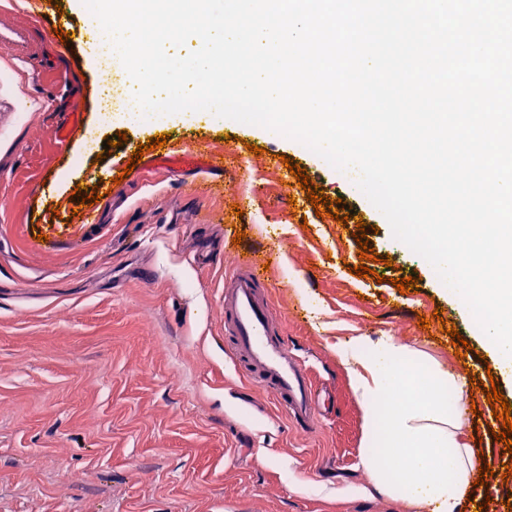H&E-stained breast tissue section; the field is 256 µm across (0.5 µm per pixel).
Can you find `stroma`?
<instances>
[{
	"label": "stroma",
	"instance_id": "1",
	"mask_svg": "<svg viewBox=\"0 0 512 512\" xmlns=\"http://www.w3.org/2000/svg\"><path fill=\"white\" fill-rule=\"evenodd\" d=\"M61 5L66 55L44 36L52 14L33 16L31 0H0V22L25 31L38 61L0 49V512H414L376 491L361 465L363 408L336 359L337 344L354 336L392 338L460 375L464 441L499 478L470 488L459 512H511L512 454L495 441L502 423L479 389L491 351L471 311L401 248L355 178H340L295 140L233 119L131 122L116 111L99 120L93 35L71 0ZM61 83L64 95L45 105ZM76 125L89 128L90 147L67 137ZM121 132L122 145L103 148ZM162 133L165 157L145 153L151 168L122 179L138 144ZM214 157L224 160L220 193L204 170ZM288 158L336 200L346 224L316 216L305 196L290 200ZM91 181L120 201L99 199L102 223L85 226L72 215L75 188ZM360 219L378 257L364 278L352 272ZM210 224L221 225L225 244L200 266ZM252 259L268 263L288 341L317 390L336 400L312 430L296 429L225 353L224 274ZM409 276L416 289L399 293L393 279ZM427 316L429 329L419 328ZM444 322L469 350L456 353Z\"/></svg>",
	"mask_w": 512,
	"mask_h": 512
}]
</instances>
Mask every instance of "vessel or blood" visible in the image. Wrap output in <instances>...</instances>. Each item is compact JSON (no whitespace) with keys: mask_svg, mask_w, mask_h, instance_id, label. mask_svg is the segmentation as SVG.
I'll return each mask as SVG.
<instances>
[{"mask_svg":"<svg viewBox=\"0 0 512 512\" xmlns=\"http://www.w3.org/2000/svg\"><path fill=\"white\" fill-rule=\"evenodd\" d=\"M270 285L257 262L236 264L224 276V340L235 372L266 388L297 428L312 429L326 405L311 374L288 346L274 316Z\"/></svg>","mask_w":512,"mask_h":512,"instance_id":"obj_1","label":"vessel or blood"}]
</instances>
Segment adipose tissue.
Here are the masks:
<instances>
[{
    "instance_id": "adipose-tissue-1",
    "label": "adipose tissue",
    "mask_w": 512,
    "mask_h": 512,
    "mask_svg": "<svg viewBox=\"0 0 512 512\" xmlns=\"http://www.w3.org/2000/svg\"><path fill=\"white\" fill-rule=\"evenodd\" d=\"M336 357L364 408L368 435L361 464L372 485L399 493L419 512H458L475 460L460 440L461 420L448 409L449 395L461 390L457 377L389 339L370 348L352 338L337 345ZM407 366L421 370L424 401L394 398Z\"/></svg>"
}]
</instances>
